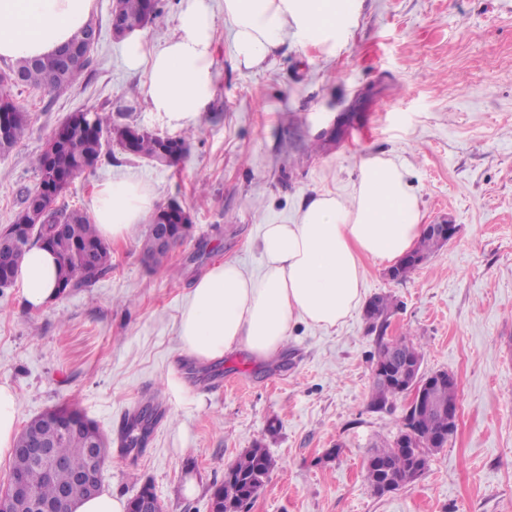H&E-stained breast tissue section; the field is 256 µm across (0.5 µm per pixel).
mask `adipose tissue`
<instances>
[{"instance_id": "1", "label": "adipose tissue", "mask_w": 512, "mask_h": 512, "mask_svg": "<svg viewBox=\"0 0 512 512\" xmlns=\"http://www.w3.org/2000/svg\"><path fill=\"white\" fill-rule=\"evenodd\" d=\"M354 0H224L237 62L261 65L288 38L335 39ZM94 0H0V57L17 60L54 53L93 17ZM211 0H180L174 35L152 45L132 31L124 39L129 68L146 69L143 94L169 126L187 129L207 111L215 91ZM155 206L150 188L135 180L95 186L91 217L106 241L125 239ZM423 214L409 168L383 154L363 158L347 197L309 196L289 224L262 228L258 274L236 261L210 266L189 290L177 327L178 349L201 362L245 349L277 356L292 323L329 331L362 301L363 262H396L421 237ZM28 311L56 304L58 264L48 248L28 251L17 275Z\"/></svg>"}]
</instances>
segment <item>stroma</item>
Here are the masks:
<instances>
[{"mask_svg":"<svg viewBox=\"0 0 512 512\" xmlns=\"http://www.w3.org/2000/svg\"><path fill=\"white\" fill-rule=\"evenodd\" d=\"M213 8L215 92L178 166L116 150L57 200L84 210L98 183L133 177L158 204L187 207L192 233L152 265L148 226L136 225L111 243V272L37 312L18 287L0 290V384L18 396L19 423L76 405L111 442L104 491L128 500L151 485L164 512H210L213 486L257 444L276 467L247 512H512V0H356L335 43L291 38L250 69L234 58L224 0ZM111 9L95 0L99 38L79 86L12 89L29 127L0 156V228L70 114L109 112L177 136L141 94L146 72L125 66ZM372 153L410 165L425 223L459 226L405 281L365 260L364 297L398 303L385 335L360 309L329 332L292 325L267 361L179 355L192 277L228 258L258 273L262 225L292 223L314 193L347 196ZM404 335L420 345L424 374L456 377L459 421L419 480L380 497L364 461L395 435L405 401L370 408L373 359L379 341ZM149 402L160 421L144 448H124L125 419Z\"/></svg>","mask_w":512,"mask_h":512,"instance_id":"1","label":"stroma"}]
</instances>
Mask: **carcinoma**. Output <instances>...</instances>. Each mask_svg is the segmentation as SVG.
<instances>
[{
	"instance_id": "1",
	"label": "carcinoma",
	"mask_w": 512,
	"mask_h": 512,
	"mask_svg": "<svg viewBox=\"0 0 512 512\" xmlns=\"http://www.w3.org/2000/svg\"><path fill=\"white\" fill-rule=\"evenodd\" d=\"M145 0H117L111 14V25L116 32L123 31L127 23L140 20L144 12ZM87 65L63 68L60 66L59 54L35 59H21L7 66L0 72V79L8 74L21 76L18 87H43L52 91L76 85ZM12 124L11 138L5 145L0 144V155L13 151L24 138L28 130L27 112L17 103L11 104ZM92 128L73 130L65 133V142L60 155L52 161V167L59 169H79L80 162L91 155H101L102 140L100 134H112L114 124L107 112L89 113ZM166 147L169 152L180 156L187 151V137L168 138L164 142L153 132L142 134L136 142L134 156L152 162L160 156V149ZM49 223L44 225L45 232L51 233L52 221L62 220L63 236L56 243L59 269V287L87 288L112 269V253L108 244L99 236L95 224L79 210H60L48 212ZM444 246V242L433 233L425 230L409 256L400 260L395 266V281L405 280L429 256ZM372 314L368 316L370 329L383 336L388 326V319L395 307L389 295H376L370 300ZM402 388L392 382L377 380L373 384L370 407L375 411L392 408L400 397ZM459 392L457 385L437 384L436 379L428 381L424 389V404L417 411L404 412L399 433L392 440L375 443L371 446L364 465L365 479L373 491L390 484L398 488L409 485L414 479L424 474L429 465L432 449L423 446L420 439L402 436V431L410 428L423 435L438 436L448 440L449 407H457ZM155 412L151 405L142 407L132 418L124 432L122 442L126 448L143 446L154 425ZM46 438L53 446L54 454L67 460V465L56 470L52 475L45 474L41 464L28 457L14 455L11 458L9 476L23 478L35 496L43 501L57 500L62 489L68 491L69 502L74 504L86 498V489L75 480V475L84 470L88 464L85 448L92 442L107 445V437L94 428L91 435L71 433L60 439L50 431ZM275 467V459L267 449L257 444L243 451L235 462L228 466L225 474L232 476V484H220L213 487L210 499L220 502L224 497L235 496L237 509H242L245 498L265 485Z\"/></svg>"
}]
</instances>
